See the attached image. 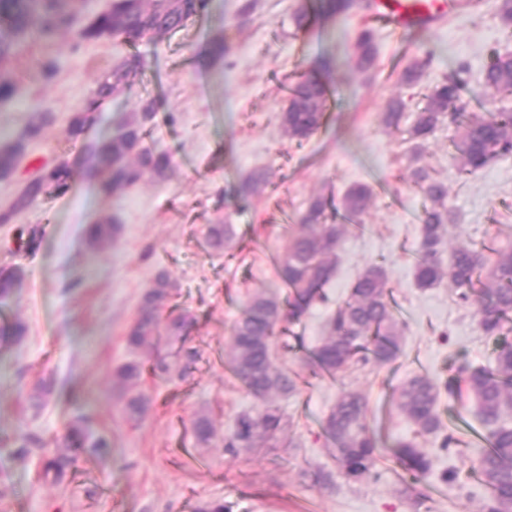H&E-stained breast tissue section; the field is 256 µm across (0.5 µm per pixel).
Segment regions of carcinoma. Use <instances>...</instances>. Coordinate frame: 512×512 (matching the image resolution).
<instances>
[{"label":"carcinoma","instance_id":"carcinoma-1","mask_svg":"<svg viewBox=\"0 0 512 512\" xmlns=\"http://www.w3.org/2000/svg\"><path fill=\"white\" fill-rule=\"evenodd\" d=\"M206 7L207 0H109L104 10L81 16L72 6V0H0V103L9 102L16 94V84L6 66L21 42L33 32L48 38L64 30L75 33L77 40L83 42L118 35L131 42L154 41L175 33ZM362 8H368L363 0H327L325 5V11L331 15ZM373 40V29L369 26L357 31V68L372 65ZM330 67L329 59L319 58L317 71L289 90L288 105L281 115L289 139L306 141L326 124L328 90L318 72ZM127 74L128 70L121 66L114 69L109 78L98 83L96 97L100 100L111 97L124 84ZM484 85L494 95L512 96L511 51L497 54L487 66ZM459 91L458 79L438 84L431 90L427 105L416 114L409 130L414 157L421 156L429 137L443 121L458 122ZM402 108L400 100L389 105L383 117L387 127L398 128ZM154 114V102L143 101L139 112L125 121L111 139L93 148V173L101 194L114 196L145 178L156 181L167 178L168 154L144 144ZM46 120L47 116L41 113L21 136L0 143V180L13 177L27 142L39 137ZM455 149L468 174L483 170L498 157L512 155V113L499 112L470 120L462 127ZM68 175L64 163L41 168L27 179L10 208L0 213V223L10 222L47 189L65 190ZM411 176L430 202L420 215L421 234L414 262L417 286L435 288L449 280L461 301L479 304L478 326L483 334L502 335L506 325L512 322V244L497 245L486 251L472 244H460L450 260H444V238L451 220L448 185L426 165L414 168ZM268 183L266 174H256L239 186V192L259 193ZM372 196L368 185L355 184L343 194L339 208L354 223L368 210ZM327 211L326 200L318 197L301 214L299 223L285 228L288 246L277 260L276 273L280 284L288 289L287 310H282L275 297L256 296L232 326L229 358L232 372L261 400L255 413L238 416L231 432L224 435V447L233 451L286 446L288 421L280 408L268 401V396L274 391L292 393L297 383L288 373L273 366L270 339L281 322L299 319L315 304L325 301L324 288L336 272V247L348 228L338 220L328 221ZM118 231L115 218L90 224L88 243L102 247ZM234 236V226L227 221L211 224L207 229L208 243L215 250L227 249ZM23 275L19 266L0 268V299L15 293ZM174 289L166 273L157 274L126 334L131 349L150 356L152 373L169 381L184 377L197 358V351L192 348L173 355L161 352L163 332L159 309L172 297ZM26 333V324L15 321L0 330V338L6 344L17 343ZM399 351L398 320L386 271L382 263L373 262L360 272L347 298L336 305L328 319V335L308 351V362L313 369L336 378L353 366L390 363ZM142 371V363L138 361L115 370L123 396L122 412L133 422L145 416L149 405V399L139 390ZM462 389L474 398L478 418L494 443V448L481 452L475 462V471L489 491L486 512H512V427L503 421V414L512 409V344L504 343L497 349L490 370L458 369L457 375L448 380L446 390L454 396ZM440 395L439 385L426 375H413L398 387L396 407L416 427V434L429 435L443 428L437 413ZM367 413L365 397L347 391L323 423L326 439L336 447L338 467L352 480L369 474L382 452ZM88 423L89 418L80 415L67 424V446L84 448L96 456L107 454L112 440L103 435L93 436ZM192 434L196 445L202 448L211 447L218 438L215 422L207 415L193 421ZM395 455L403 470L413 476L429 468V459L412 440L400 442ZM71 465L66 449L48 451L42 477L59 484Z\"/></svg>","mask_w":512,"mask_h":512}]
</instances>
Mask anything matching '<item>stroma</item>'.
I'll return each mask as SVG.
<instances>
[{"instance_id": "35a3bbf8", "label": "stroma", "mask_w": 512, "mask_h": 512, "mask_svg": "<svg viewBox=\"0 0 512 512\" xmlns=\"http://www.w3.org/2000/svg\"><path fill=\"white\" fill-rule=\"evenodd\" d=\"M241 2L210 0L203 15L153 43L117 36L79 44L69 32L51 40L33 35L9 64L17 96L0 105V139L21 135L35 110H46L49 121L29 143L16 176L0 180V211L40 165L67 161L71 178L64 192L40 196L13 222L0 223V267L24 270L20 288L0 304V328L18 319L28 327L20 344L0 347V440L24 433L49 444L62 438L70 418L84 413L112 448L100 457L74 452L73 473L58 485L41 478L38 451L18 457L0 448V512H200L217 500L226 512H485L488 492L473 469L477 450L469 436L481 428L472 399L440 397L441 421L459 427L458 447L450 451L445 432L415 437L393 397L415 374L443 385L459 368H491L500 342L512 343V332L500 340L484 335L475 306L463 305L450 284L421 289L413 274L419 217L428 201L410 179L409 130L430 90L457 74L464 79L466 116L512 112V98L493 97L483 85L492 57L512 51L501 0L462 6L425 30L371 24L375 59L364 72L354 64L355 33L367 23L363 13L323 15L300 32L293 16L301 0H256L244 22ZM222 33L229 49L209 59L208 43ZM321 56L334 63L322 74L331 92L327 124L299 144L285 135L281 114L289 86L311 73ZM48 59L58 64L49 82L41 74ZM126 62L132 68L124 90L97 101L100 76ZM416 62L424 65L419 81L403 84L402 71ZM146 98L155 101L146 141L169 154L168 178H148L83 206L84 191L93 187L91 145L111 137ZM395 98L404 104V117L391 129L382 116ZM84 106L93 108L96 120L74 142L69 122ZM457 135L454 126L439 125L422 157L448 184L454 217L448 246L512 241V156L465 174L453 147ZM259 170L268 172L269 187L239 194L242 181ZM356 183L369 185L373 199L362 229H349L336 249L329 303L280 323L271 340L274 367L298 377L295 392L275 398L293 447L248 453L220 444L195 447L191 425L198 415H210L224 434L237 416L259 406L229 368L232 325L251 298L280 293L274 259L287 247L282 222L296 223L312 199L341 197ZM108 215L117 217L120 230L107 248L93 249L85 227ZM226 220L236 231L233 247L211 249L208 226ZM21 226L37 229L35 251L17 250ZM374 261L383 262L398 307L397 358L336 381L311 376L303 349L324 336L333 302L345 299ZM161 271L178 293L162 306L161 317L189 318L169 346L185 345L199 356L184 379L143 375L151 406L135 425L122 413L112 373L145 359L125 337ZM40 381L53 382L54 392L35 409L28 397ZM346 391L366 397L369 420L386 444L416 439L430 471L410 477L387 453L368 476L346 478L322 429Z\"/></svg>"}]
</instances>
